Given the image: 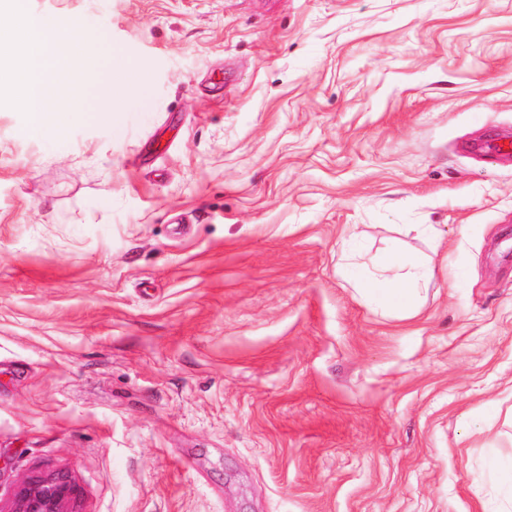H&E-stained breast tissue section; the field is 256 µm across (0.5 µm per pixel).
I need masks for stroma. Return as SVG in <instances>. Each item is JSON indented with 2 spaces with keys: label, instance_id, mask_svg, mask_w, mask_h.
<instances>
[{
  "label": "stroma",
  "instance_id": "stroma-1",
  "mask_svg": "<svg viewBox=\"0 0 512 512\" xmlns=\"http://www.w3.org/2000/svg\"><path fill=\"white\" fill-rule=\"evenodd\" d=\"M24 8L94 64L0 99V512H512V0ZM416 281V273L409 272L395 283L381 278L371 279L366 282V288L363 289L368 294L379 297L387 307L401 311L406 317H413L417 312L418 288L411 286ZM77 488L64 472L36 475L23 481L11 512H69Z\"/></svg>",
  "mask_w": 512,
  "mask_h": 512
}]
</instances>
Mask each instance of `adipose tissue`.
<instances>
[{
    "label": "adipose tissue",
    "mask_w": 512,
    "mask_h": 512,
    "mask_svg": "<svg viewBox=\"0 0 512 512\" xmlns=\"http://www.w3.org/2000/svg\"><path fill=\"white\" fill-rule=\"evenodd\" d=\"M17 25L23 34L21 52L0 42V85L11 83L17 90L16 102L27 112L28 125L34 131H51L63 137L64 127L57 116L65 105H79L84 84L78 79L79 70L89 68L90 60L69 55L62 26L49 24L26 14L22 0H12ZM20 54L14 70L4 69L3 60ZM416 274L407 273L396 282L374 278L366 283L368 294L379 297L392 309L405 316L417 312Z\"/></svg>",
    "instance_id": "ef3b65f1"
}]
</instances>
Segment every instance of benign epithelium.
<instances>
[{"label": "benign epithelium", "instance_id": "1", "mask_svg": "<svg viewBox=\"0 0 512 512\" xmlns=\"http://www.w3.org/2000/svg\"><path fill=\"white\" fill-rule=\"evenodd\" d=\"M77 488L64 472L36 475L23 481L11 512H69Z\"/></svg>", "mask_w": 512, "mask_h": 512}]
</instances>
